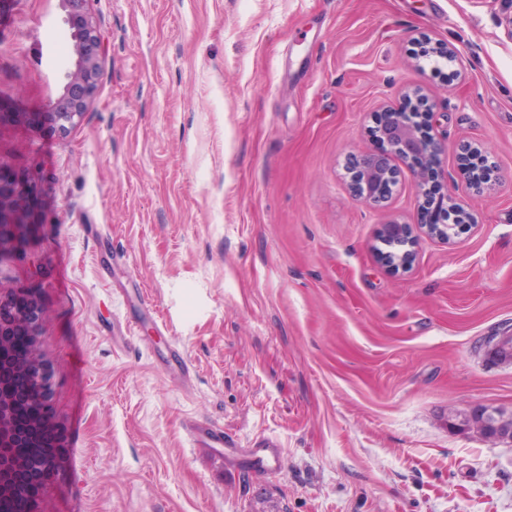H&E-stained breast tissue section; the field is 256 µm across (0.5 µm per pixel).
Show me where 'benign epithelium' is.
<instances>
[{
    "instance_id": "benign-epithelium-1",
    "label": "benign epithelium",
    "mask_w": 512,
    "mask_h": 512,
    "mask_svg": "<svg viewBox=\"0 0 512 512\" xmlns=\"http://www.w3.org/2000/svg\"><path fill=\"white\" fill-rule=\"evenodd\" d=\"M91 0H60L68 25L75 60L62 74L60 91L46 112H6L0 106V129L6 126L25 129L44 122L59 132L78 124L99 90L104 41L89 8ZM374 148L350 161L352 186L363 201L382 206L388 201L396 181L393 161L407 163L413 172L417 192L429 199L426 188L435 175L437 156L444 146L435 138L424 136L418 122L392 108L374 115ZM488 169L478 147H463L460 177L479 187L487 179ZM39 183L30 167L18 160L0 159V251L18 250L31 230L41 223L38 210ZM442 202L439 223H425L427 232L452 241L466 227V222H447L448 206L461 213L460 204L448 203V196L438 194ZM386 238L412 245L407 225L392 221L383 225ZM45 309L38 287L21 285L7 295H0V512H37L45 479L55 467L51 453V430L45 414L48 400L47 372L34 355L33 348L21 353L16 340L20 336L34 343ZM479 433L487 439L512 442V431L505 424L512 411L499 407H481L469 415Z\"/></svg>"
}]
</instances>
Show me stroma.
<instances>
[{"mask_svg":"<svg viewBox=\"0 0 512 512\" xmlns=\"http://www.w3.org/2000/svg\"><path fill=\"white\" fill-rule=\"evenodd\" d=\"M105 37L82 120L20 134L43 185L24 254L46 317L56 467L41 512H512V445L466 426L512 409V0H91ZM449 46L458 59L420 54ZM73 62L59 0H0V104L46 111ZM421 88L437 180L470 214L447 242L398 164L387 205L355 196L372 117ZM495 165L460 178L463 145ZM416 229L408 271L382 224ZM180 349L181 364L170 363ZM278 471L191 448L186 425ZM187 432L193 448H214L223 452L224 456H234L231 459L234 462L244 461L260 470L274 471L280 466L282 452L280 445L274 441H264L257 448L230 451L224 448V434L207 425L192 422L188 425Z\"/></svg>","mask_w":512,"mask_h":512,"instance_id":"1","label":"stroma"}]
</instances>
